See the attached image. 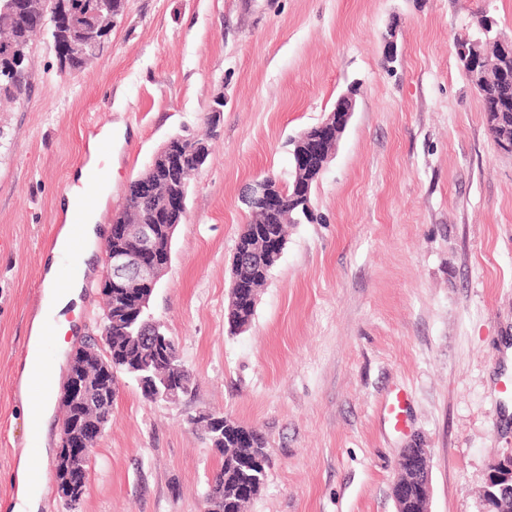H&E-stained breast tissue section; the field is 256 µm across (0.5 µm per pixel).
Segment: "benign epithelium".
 I'll list each match as a JSON object with an SVG mask.
<instances>
[{
    "instance_id": "7a95c632",
    "label": "benign epithelium",
    "mask_w": 512,
    "mask_h": 512,
    "mask_svg": "<svg viewBox=\"0 0 512 512\" xmlns=\"http://www.w3.org/2000/svg\"><path fill=\"white\" fill-rule=\"evenodd\" d=\"M494 26L495 20L486 16L476 34L457 42L456 55L459 61L472 66L482 56V45H488L489 50L498 55L499 88L503 94L512 95V40L494 35ZM55 50L60 63L65 65L70 58L98 53V45L92 39L79 41L67 37L55 44ZM357 93L358 89L352 87L341 94L333 110L321 122L294 139V200L303 210L310 209L312 182L318 179L335 154L340 137L354 113ZM174 142L175 139H169L155 153L145 171L130 182L128 196L140 201L154 197L159 176L178 162ZM243 196L247 202L260 203L273 212L283 207L282 183L273 176L247 185ZM186 200V193L181 191L164 197L158 209L157 224L131 223L128 216L119 213L112 216L108 236L109 273L102 278L100 288L104 297L110 299L115 296L122 300L123 305L116 310L117 314L128 319L130 315L149 308L154 290L171 264V242L186 213ZM161 327V322H153L152 336L171 353L173 377L180 381L183 389L188 390L189 374L179 364L177 355L171 352L175 340L164 334ZM106 345L107 349L92 360V366L83 363L77 373L70 375L61 397L66 410L71 412L84 405L92 388L102 394L113 395L122 374L135 381L150 401L178 399L171 384H158L130 365L113 361L112 337H107ZM190 422L206 434L212 447L220 446L222 437L218 432L224 429L223 418L200 413L190 417ZM105 429V423L99 418L87 415L78 423L69 424L68 432L61 434L56 458L60 492L67 494L79 488L85 474L84 463L90 459L94 444ZM429 457V449L415 446L403 449L397 460V466L406 467L416 475L417 493L426 501L432 494ZM481 505L479 512H512V454L499 460L488 475Z\"/></svg>"
}]
</instances>
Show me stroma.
<instances>
[{"mask_svg":"<svg viewBox=\"0 0 512 512\" xmlns=\"http://www.w3.org/2000/svg\"><path fill=\"white\" fill-rule=\"evenodd\" d=\"M480 11L512 38V0H126L107 51L77 74L61 70L49 35L35 39L28 101H0V512L24 491L22 366L89 136L113 130L112 188L93 202L108 225L160 147L212 119L150 301L193 390L151 402L119 380L79 512H207L221 457L189 422L203 411L266 438L271 466L247 512H395L397 458L413 441L430 450L429 512H478L512 452V154L455 53ZM354 84L314 219L290 227L250 327L230 333L241 190L268 174L290 182L291 138ZM103 306L95 274L80 334L47 348L60 376L59 355L97 333ZM399 394L398 426L387 406ZM62 422L55 410L41 512H69L55 470Z\"/></svg>","mask_w":512,"mask_h":512,"instance_id":"stroma-1","label":"stroma"}]
</instances>
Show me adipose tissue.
<instances>
[{
    "label": "adipose tissue",
    "instance_id": "obj_1",
    "mask_svg": "<svg viewBox=\"0 0 512 512\" xmlns=\"http://www.w3.org/2000/svg\"><path fill=\"white\" fill-rule=\"evenodd\" d=\"M112 147V128L104 126L88 141V159L84 167L74 174V183L65 195L67 214H80L79 226L83 245L78 254H70L68 243L71 236L70 227H63L56 246L45 266L43 279V297L41 309L35 317L29 341L28 353L23 364L21 402L25 413L38 425L40 438H47L49 421L53 409L55 375L48 367L41 352L42 340L47 325H54L57 335L64 336L79 332L77 320L67 317L73 304L79 303L85 278L92 272L91 260L95 244L99 239L98 212L90 204V196L105 197L108 193L111 176H100L95 191L87 189V175L90 168L96 167L103 150ZM76 260L80 267L79 277L70 279L66 287H59V269L69 260Z\"/></svg>",
    "mask_w": 512,
    "mask_h": 512
}]
</instances>
